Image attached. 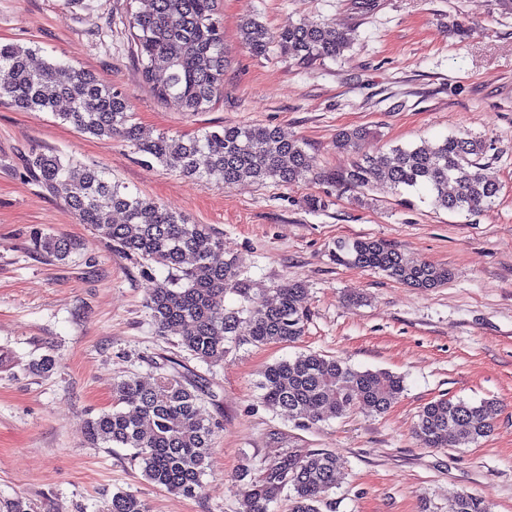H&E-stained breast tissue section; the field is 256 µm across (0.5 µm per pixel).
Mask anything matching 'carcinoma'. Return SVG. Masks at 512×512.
Here are the masks:
<instances>
[{
  "label": "carcinoma",
  "mask_w": 512,
  "mask_h": 512,
  "mask_svg": "<svg viewBox=\"0 0 512 512\" xmlns=\"http://www.w3.org/2000/svg\"><path fill=\"white\" fill-rule=\"evenodd\" d=\"M129 30L142 79L156 97L184 112L209 108L224 85V26L218 0H152L151 12L131 15ZM240 37L255 56L274 46L302 63L334 59L352 41L350 34L317 20L271 32L255 17L242 20ZM31 57L28 47L0 43V95L15 107L51 112L82 134L119 136L136 152L202 185L215 179L226 185L272 181L292 186L313 171L314 159L299 141L267 126L226 125L178 139L164 132L146 137L120 92L89 72L72 71L63 77L54 62L36 68ZM368 136L366 128L342 130L336 148L356 153ZM485 152L483 140L462 133L429 147L396 146L376 157L360 155L336 179L353 188H424L434 207L476 214L490 208L499 193V186L481 172ZM200 156L206 158L203 168ZM27 168L45 190L64 198L80 223L95 227L117 250L167 271L154 280L147 307L158 333L180 336L179 345L194 358L222 364L241 335L255 346L292 344L304 336L306 289L290 284L268 299L241 278L238 258L214 261L222 243L208 225L193 224L149 198L133 196L104 169L70 157L35 152ZM114 212L123 214L122 223H112ZM37 242L61 260L71 251L70 241L62 236L45 235ZM335 258L340 265L378 269L422 290L450 278L444 267L408 262L396 249L369 238L337 242ZM228 294L239 297L237 306L224 305ZM256 388L263 403L282 409L292 420L312 424L355 407L384 413L405 390L403 378L389 371L356 370L315 352L266 366ZM499 412L495 399L477 404L439 399L420 410L416 436L426 448L477 441L489 436ZM214 435L200 406L199 387L175 367L151 382L136 377L118 381L112 389V409L87 424L92 444L132 449L130 460L149 482L184 497H194L203 488ZM342 468L333 453L296 448L264 461L256 476L246 466L238 474L241 512H269L285 491L288 512H320ZM106 512H145V506L135 495L117 492ZM448 512L490 509L481 498L460 494Z\"/></svg>",
  "instance_id": "obj_1"
}]
</instances>
